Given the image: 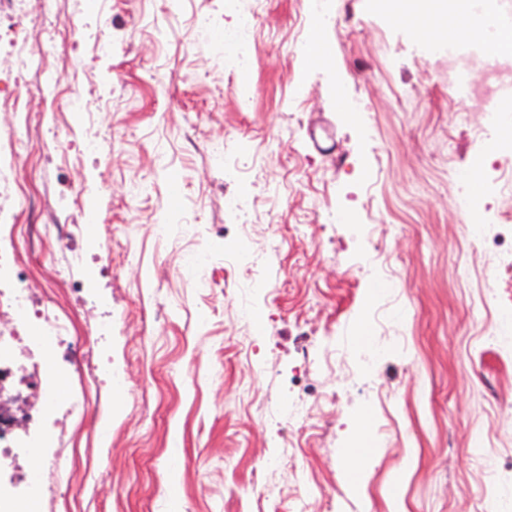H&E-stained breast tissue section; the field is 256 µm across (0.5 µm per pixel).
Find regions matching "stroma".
Returning <instances> with one entry per match:
<instances>
[{
	"label": "stroma",
	"instance_id": "obj_1",
	"mask_svg": "<svg viewBox=\"0 0 512 512\" xmlns=\"http://www.w3.org/2000/svg\"><path fill=\"white\" fill-rule=\"evenodd\" d=\"M0 28L32 64L0 105L29 286L99 315L54 239L85 212L111 268L123 384L55 512H512V136L485 126L512 65L382 0H27Z\"/></svg>",
	"mask_w": 512,
	"mask_h": 512
}]
</instances>
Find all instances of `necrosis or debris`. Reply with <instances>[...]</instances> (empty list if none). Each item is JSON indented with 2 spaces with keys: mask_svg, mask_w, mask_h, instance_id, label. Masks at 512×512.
I'll use <instances>...</instances> for the list:
<instances>
[{
  "mask_svg": "<svg viewBox=\"0 0 512 512\" xmlns=\"http://www.w3.org/2000/svg\"><path fill=\"white\" fill-rule=\"evenodd\" d=\"M18 142L14 135L0 137V369L10 374L0 386L12 390L26 381L38 398L28 416L32 428L31 453L38 463L19 471L11 430L0 432V512H23L26 504L56 505L68 486L60 461L74 438L78 420L97 424V412L87 407L89 388L112 383V360L96 344L112 336V318L93 320L85 335H78L69 312L32 294L28 275L17 260L12 230L25 202L14 173ZM72 377L76 390L60 399L57 387Z\"/></svg>",
  "mask_w": 512,
  "mask_h": 512,
  "instance_id": "necrosis-or-debris-1",
  "label": "necrosis or debris"
}]
</instances>
